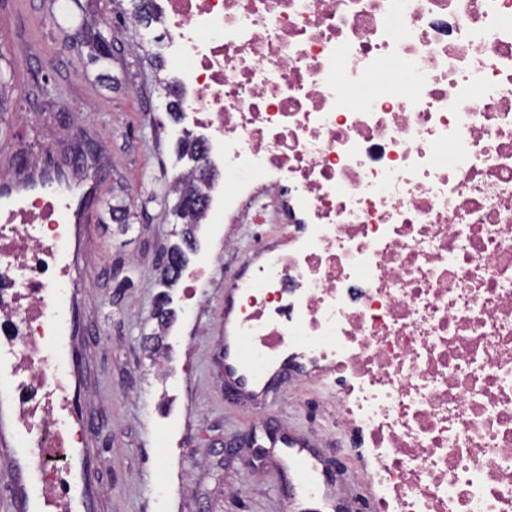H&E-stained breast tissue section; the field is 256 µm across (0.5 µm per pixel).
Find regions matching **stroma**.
Masks as SVG:
<instances>
[{
	"label": "stroma",
	"mask_w": 512,
	"mask_h": 512,
	"mask_svg": "<svg viewBox=\"0 0 512 512\" xmlns=\"http://www.w3.org/2000/svg\"><path fill=\"white\" fill-rule=\"evenodd\" d=\"M45 2L0 0V42L9 48L0 64L9 82L0 141L13 145L12 157H0V178L33 155L75 164L93 155L101 163L96 214L66 234L82 295L71 349L86 444L98 454L99 512H309L302 496L283 507L276 471L256 446L264 437L261 411L224 390L229 276L258 248L277 243L279 224L229 225L234 247L212 263L196 301H185L181 287L168 291L175 318L163 351L177 367L166 372L143 340L163 290L160 257L180 240L165 193L183 125L168 115L159 86L175 71L157 68L159 47L143 43L129 0H81L112 39L106 79ZM41 81L56 86L53 98L33 95ZM113 207L128 208L129 223L113 221ZM339 393L334 376L301 372L263 412L314 438L350 512H360L374 493L372 461L331 410Z\"/></svg>",
	"instance_id": "obj_1"
}]
</instances>
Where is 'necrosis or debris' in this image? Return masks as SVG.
Segmentation results:
<instances>
[{"mask_svg": "<svg viewBox=\"0 0 512 512\" xmlns=\"http://www.w3.org/2000/svg\"><path fill=\"white\" fill-rule=\"evenodd\" d=\"M186 118L223 187L262 186L294 231L235 274L254 336L336 375L373 459L375 512H512V0H163ZM0 225V264L59 287L55 245ZM16 365L56 383L58 338L24 318Z\"/></svg>", "mask_w": 512, "mask_h": 512, "instance_id": "4bbe7bcc", "label": "necrosis or debris"}]
</instances>
